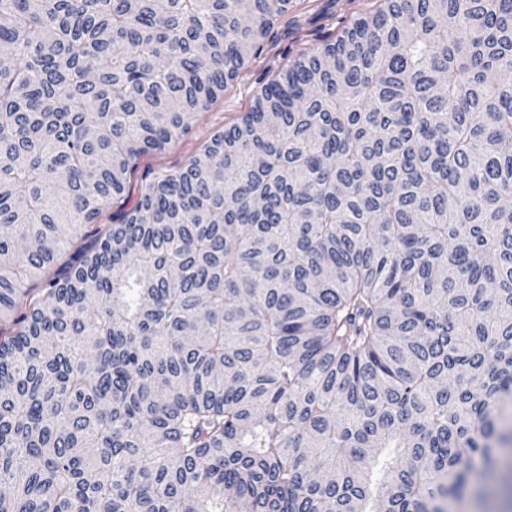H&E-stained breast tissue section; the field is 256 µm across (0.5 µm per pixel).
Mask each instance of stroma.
Segmentation results:
<instances>
[{"instance_id":"1","label":"stroma","mask_w":512,"mask_h":512,"mask_svg":"<svg viewBox=\"0 0 512 512\" xmlns=\"http://www.w3.org/2000/svg\"><path fill=\"white\" fill-rule=\"evenodd\" d=\"M377 0H292L287 13L277 17L262 48L209 107L198 113L187 135L163 149L142 156L128 176L124 194L105 208L97 224L85 225L83 235H92L96 225L111 223L139 198L146 180L183 168L224 127L238 123L249 111L261 87L275 79L301 53L335 40L356 19L371 13Z\"/></svg>"}]
</instances>
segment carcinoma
<instances>
[{
    "label": "carcinoma",
    "instance_id": "1",
    "mask_svg": "<svg viewBox=\"0 0 512 512\" xmlns=\"http://www.w3.org/2000/svg\"><path fill=\"white\" fill-rule=\"evenodd\" d=\"M289 4L0 0V512L487 497L512 410V0H381L77 235Z\"/></svg>",
    "mask_w": 512,
    "mask_h": 512
}]
</instances>
